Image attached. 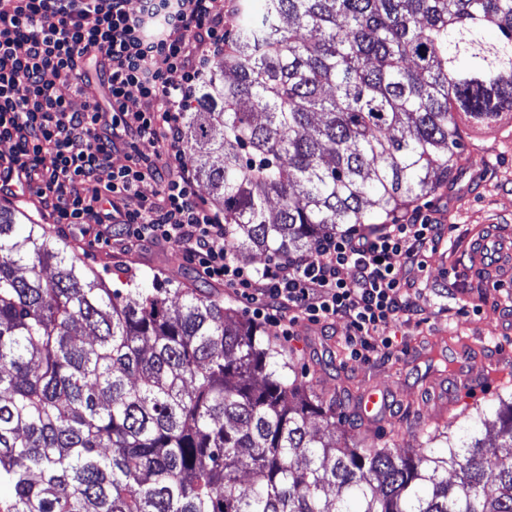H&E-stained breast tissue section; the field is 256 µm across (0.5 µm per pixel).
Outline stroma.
Returning a JSON list of instances; mask_svg holds the SVG:
<instances>
[{
    "label": "stroma",
    "mask_w": 512,
    "mask_h": 512,
    "mask_svg": "<svg viewBox=\"0 0 512 512\" xmlns=\"http://www.w3.org/2000/svg\"><path fill=\"white\" fill-rule=\"evenodd\" d=\"M423 214L447 225L446 241L430 254L415 286L423 311L411 323L396 322L380 329L401 346L390 357L366 361L346 359L347 327L337 321L327 329L299 322L293 340L278 327L262 323L311 390L336 398V432L365 445L398 444L414 448L426 427H447L459 433L476 412H493L501 394L512 391V287L498 290L483 278L460 274L466 261V241L488 228H512V115L489 132L470 133L467 151L448 186L416 204ZM52 231L68 240L85 264L110 287L138 282L143 287L199 288L211 292L224 307L253 320V306L222 283L207 278L183 251L172 246L92 243L89 237L56 224ZM483 348L485 364L471 363L475 386L449 392L451 362L464 339ZM379 388L389 396L384 417L367 420L358 410L366 389Z\"/></svg>",
    "instance_id": "stroma-1"
}]
</instances>
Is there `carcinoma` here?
<instances>
[{
    "mask_svg": "<svg viewBox=\"0 0 512 512\" xmlns=\"http://www.w3.org/2000/svg\"><path fill=\"white\" fill-rule=\"evenodd\" d=\"M256 2L183 119L237 252L388 218L512 112V0ZM292 371L209 293L113 289L0 206V512H512V395L443 450L368 448Z\"/></svg>",
    "mask_w": 512,
    "mask_h": 512,
    "instance_id": "1",
    "label": "carcinoma"
}]
</instances>
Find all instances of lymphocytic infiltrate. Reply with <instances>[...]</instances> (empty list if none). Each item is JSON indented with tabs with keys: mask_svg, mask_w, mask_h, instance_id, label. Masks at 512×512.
<instances>
[{
	"mask_svg": "<svg viewBox=\"0 0 512 512\" xmlns=\"http://www.w3.org/2000/svg\"><path fill=\"white\" fill-rule=\"evenodd\" d=\"M229 0H0V197L36 186L59 224H93L95 239L174 246L210 279L255 303L257 318L292 336L297 319L345 320L350 358L395 351L380 327L419 315L406 270L423 268L444 225L421 212L377 228L319 236L307 255L256 269L224 241V215L198 198L186 155L183 114L212 57L224 52ZM105 101L85 96L91 62ZM143 99L149 106L131 109ZM149 143L152 153L138 151ZM128 162L114 167L118 148ZM152 196H141L145 182ZM137 209H125L129 196Z\"/></svg>",
	"mask_w": 512,
	"mask_h": 512,
	"instance_id": "obj_1",
	"label": "lymphocytic infiltrate"
}]
</instances>
